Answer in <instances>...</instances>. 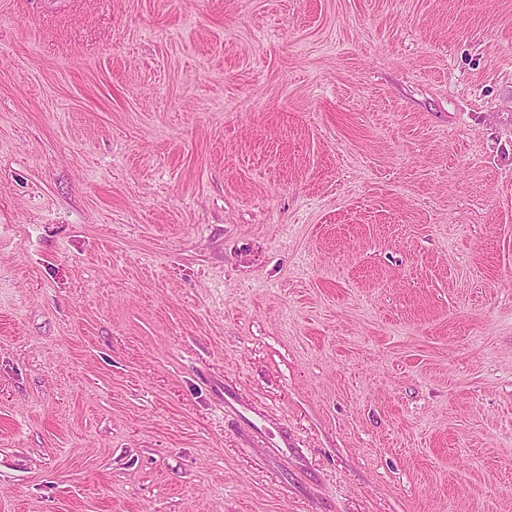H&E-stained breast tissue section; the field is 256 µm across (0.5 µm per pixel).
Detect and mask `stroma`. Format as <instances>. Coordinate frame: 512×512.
<instances>
[{
	"label": "stroma",
	"mask_w": 512,
	"mask_h": 512,
	"mask_svg": "<svg viewBox=\"0 0 512 512\" xmlns=\"http://www.w3.org/2000/svg\"><path fill=\"white\" fill-rule=\"evenodd\" d=\"M0 512H512V0H0Z\"/></svg>",
	"instance_id": "obj_1"
}]
</instances>
